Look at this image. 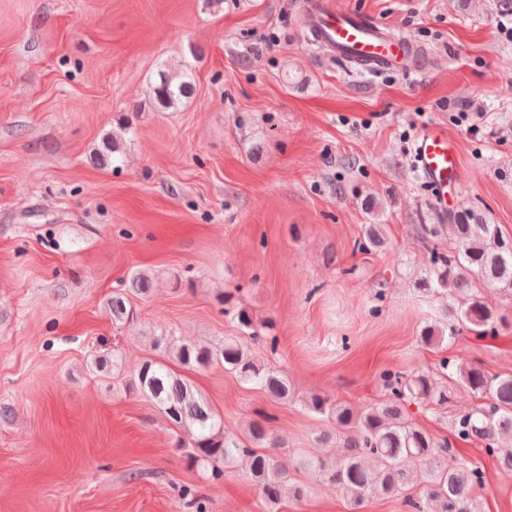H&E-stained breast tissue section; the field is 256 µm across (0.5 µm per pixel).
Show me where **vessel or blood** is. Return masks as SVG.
<instances>
[{
    "instance_id": "obj_1",
    "label": "vessel or blood",
    "mask_w": 512,
    "mask_h": 512,
    "mask_svg": "<svg viewBox=\"0 0 512 512\" xmlns=\"http://www.w3.org/2000/svg\"><path fill=\"white\" fill-rule=\"evenodd\" d=\"M311 30L338 59L376 72L420 73L427 58L420 45L388 24L361 12L334 7L330 0H311ZM414 167L432 191L431 204L440 220L448 218V190L461 178V158L446 128L424 127L414 147Z\"/></svg>"
}]
</instances>
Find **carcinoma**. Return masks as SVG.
I'll return each mask as SVG.
<instances>
[{
	"mask_svg": "<svg viewBox=\"0 0 512 512\" xmlns=\"http://www.w3.org/2000/svg\"><path fill=\"white\" fill-rule=\"evenodd\" d=\"M192 92L187 70H160L152 86L154 100L164 109L178 106ZM445 231L448 252L432 249V266L418 285L427 294L448 289L453 303L445 311L448 322L426 325L420 342L439 346L464 331L478 338L494 337L499 327L509 326V319L489 307L479 289L497 288L512 293V235L473 209L456 212L446 224L420 225V235L426 242ZM364 233L362 249H377L385 244L381 225L367 224ZM152 289L153 277L143 270L134 271L129 286L112 293L106 301L112 322L130 318L128 294L147 296ZM236 319L239 335L226 337L216 345L187 343L167 331L154 336L152 345L184 368L204 370L220 365L277 401L293 400L288 377L258 362L245 347L242 336L248 335L254 341L259 338L248 314L240 310ZM440 372L448 377L449 384H441L429 372L389 371L385 379L390 396L359 412L328 397L310 396L305 406L330 418L345 438L335 461L303 456L296 469L313 473L335 486L355 512L372 498L396 496L403 497L409 512H479L473 492L484 479L483 471L465 458L451 464L445 462L448 443L436 440L412 423L405 406L413 403L435 409L448 404L456 389L483 399V404L454 418V433L462 440L482 442L502 469L512 471V447L500 444L502 438H512V376L491 374L479 365L448 358L441 360ZM126 390L149 399L173 427L188 437L184 450L188 464L211 469V478L218 480L224 469L242 466L272 510L286 492L297 500L308 495V487L291 482L289 471L270 452L280 444L266 421L250 422L243 440L227 436L224 418L188 380L161 361H144L127 380ZM264 446L269 450H262Z\"/></svg>",
	"mask_w": 512,
	"mask_h": 512,
	"instance_id": "cac0c4a2",
	"label": "carcinoma"
}]
</instances>
